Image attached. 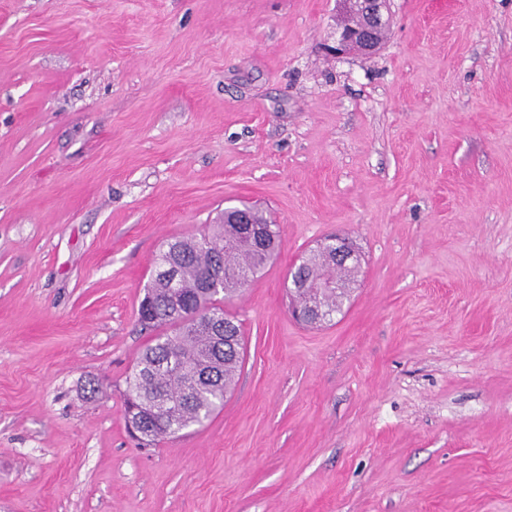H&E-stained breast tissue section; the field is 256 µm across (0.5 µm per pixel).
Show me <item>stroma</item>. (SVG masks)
I'll return each mask as SVG.
<instances>
[{
	"mask_svg": "<svg viewBox=\"0 0 512 512\" xmlns=\"http://www.w3.org/2000/svg\"><path fill=\"white\" fill-rule=\"evenodd\" d=\"M0 0V512H512V0ZM278 224L224 409L141 448L162 246ZM361 255L331 324L291 264ZM340 10L345 13H354L363 18V25L340 26L336 29V46H332L330 52L339 56L352 50L362 54L373 53L382 43L386 27H381L376 31V41L379 44L374 45L371 39L372 29L383 25L386 22L384 12L387 9L388 0H338Z\"/></svg>",
	"mask_w": 512,
	"mask_h": 512,
	"instance_id": "obj_1",
	"label": "stroma"
}]
</instances>
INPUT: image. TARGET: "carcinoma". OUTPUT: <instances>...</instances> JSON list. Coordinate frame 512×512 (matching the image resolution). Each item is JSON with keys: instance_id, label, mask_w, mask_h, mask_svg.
Listing matches in <instances>:
<instances>
[{"instance_id": "1", "label": "carcinoma", "mask_w": 512, "mask_h": 512, "mask_svg": "<svg viewBox=\"0 0 512 512\" xmlns=\"http://www.w3.org/2000/svg\"><path fill=\"white\" fill-rule=\"evenodd\" d=\"M257 240L223 217L201 238L167 242L154 259L156 271L138 307L145 328H165L138 357L124 391L125 409L135 400L144 407L147 444L201 426L224 407L244 358L240 325L224 312V301L260 273L276 255L279 226L249 209ZM300 287L288 289L291 302L342 311L345 290L316 288L331 276L357 281L360 265L329 266L323 255L305 254ZM207 380H202L203 374Z\"/></svg>"}]
</instances>
